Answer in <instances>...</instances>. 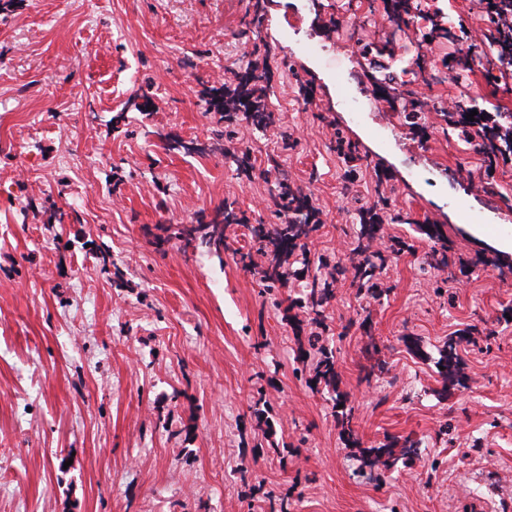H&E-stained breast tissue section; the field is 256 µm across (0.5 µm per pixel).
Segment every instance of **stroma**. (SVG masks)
I'll return each mask as SVG.
<instances>
[{"instance_id": "stroma-1", "label": "stroma", "mask_w": 512, "mask_h": 512, "mask_svg": "<svg viewBox=\"0 0 512 512\" xmlns=\"http://www.w3.org/2000/svg\"><path fill=\"white\" fill-rule=\"evenodd\" d=\"M464 26L455 43L426 40V17L401 32L376 30L352 0H10L0 8V512H512V256L479 240L469 223L512 225V162L499 165V198L470 146L440 128L371 129L344 104L341 77L370 82L361 49L392 42L425 55L441 80L415 85L430 103L475 100L512 112V72L476 54L444 69L447 55L487 27L491 0H424ZM352 21L349 30L330 19ZM193 67H186V60ZM259 65L294 150L243 125L256 177L240 180L215 147L224 124L205 87ZM313 89L297 95V79ZM148 101L139 111L135 102ZM356 143L357 182L344 189L334 133ZM171 133L208 145L166 150ZM466 179L432 182L442 167ZM385 179L412 224L385 238L414 244L383 272L384 292L361 299L336 283L325 327L283 308L302 280L262 292L236 261L253 243L227 229L220 254L185 248L173 231L236 201L249 224H274L270 203L288 181L311 194L321 228L311 256L349 259L358 212ZM473 211L465 222L456 205ZM71 213L58 223L53 209ZM430 218L452 242L447 296L422 272ZM486 320L495 337L466 335ZM336 356L335 391L297 378L311 332ZM458 341L461 383L435 367ZM384 373L364 378V367ZM354 408L361 446L413 436L419 454L381 480L358 475L357 449L336 426L335 399ZM288 445L287 461L270 453Z\"/></svg>"}]
</instances>
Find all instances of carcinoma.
Returning <instances> with one entry per match:
<instances>
[{
  "instance_id": "cac0c4a2",
  "label": "carcinoma",
  "mask_w": 512,
  "mask_h": 512,
  "mask_svg": "<svg viewBox=\"0 0 512 512\" xmlns=\"http://www.w3.org/2000/svg\"><path fill=\"white\" fill-rule=\"evenodd\" d=\"M496 13L499 23L494 26L489 38L499 46L498 59L502 62L506 57H512V0H500ZM421 14L423 9L420 0H393L388 18L400 27L409 25ZM362 53L369 62L378 58L395 59V49L387 43L368 44L362 48ZM267 80L266 71L252 67L243 73L233 74L225 86L208 87L205 91L208 111L223 116L224 122L233 127L243 122L262 130L277 127L278 120L266 93ZM456 108L455 112H441L439 116L447 126L460 130L462 139L475 147L488 171L496 169L501 162H512V114L480 112L474 116V120L469 121L467 114L471 108L468 102L460 99L456 102ZM401 116L419 127L426 118L424 105L410 100L403 106ZM161 139L170 151L203 154L207 150L204 144L185 141L172 134L163 135ZM335 149L336 155L348 163V171L344 173L345 189L348 190L356 182L357 173L351 162L357 159V147L338 133L335 135ZM234 151L237 177L243 181H252L255 178V166L251 161V151L242 147H236ZM273 205L276 212L282 215L280 223L249 225L257 250L264 258L263 264L256 267L251 254L240 255L243 266L256 272L266 293L291 278L304 275V272L293 268L289 258L299 252L304 255V262H309L308 242L321 227L310 197L288 183L279 184ZM410 221L409 214L392 208L387 188L378 187L373 201L359 212V232L353 242V259L347 264L334 256H318L316 273L308 282L304 294L290 300L288 308L298 309L308 317L311 324L322 327L325 325L327 308L334 298V284L339 279L350 280L359 296L364 293L378 296L381 291L380 275L392 258L399 253L415 251L414 245L404 240L378 246L379 241L383 240L384 225ZM245 223V214L234 203L226 202L224 209L217 211L209 221L201 219L196 225L181 227L174 232V236L184 241L187 247L219 253L226 248L224 231L233 225ZM419 228L428 238L439 243V247L425 254L426 265L434 270L448 268L450 249L442 226L421 224ZM319 353L311 381L334 388L337 379L336 356L322 347ZM435 366L444 367L440 374L448 383H457L462 378L461 361L454 338H448L439 350ZM342 404L341 412L336 414V424L342 440L356 447L358 441L352 425L354 408L345 400ZM401 455L408 458L418 455L417 442L407 437L398 451L395 446L384 444L360 449L362 467L368 469L369 476L375 479L392 469Z\"/></svg>"
}]
</instances>
